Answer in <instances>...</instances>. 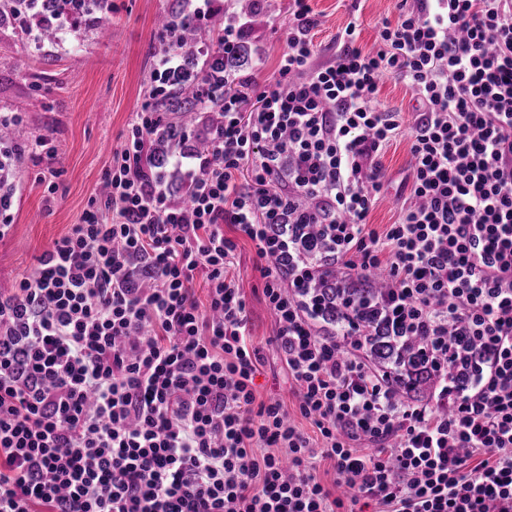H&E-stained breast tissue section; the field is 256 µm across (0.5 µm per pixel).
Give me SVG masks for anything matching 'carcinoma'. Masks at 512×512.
Returning a JSON list of instances; mask_svg holds the SVG:
<instances>
[{
	"label": "carcinoma",
	"instance_id": "carcinoma-1",
	"mask_svg": "<svg viewBox=\"0 0 512 512\" xmlns=\"http://www.w3.org/2000/svg\"><path fill=\"white\" fill-rule=\"evenodd\" d=\"M57 8L53 4L37 3L35 0H13L8 9L0 10V25L17 14L32 17L41 42L52 46L58 38L55 24ZM178 28V39L172 49L177 51L182 68L174 90L162 93L157 108L165 114L162 129L153 144L159 151L170 154L181 144L185 127L195 121L201 112L200 99L196 93L199 76L203 71L197 58L198 48L207 44L212 49L208 70L216 74L227 66L229 58L224 56V43L218 31L197 24L192 18L180 12L179 3H173L168 11L161 14L156 22V32L162 33L169 25ZM362 340L372 359L381 366L390 367L392 382L407 396L424 399L429 395L433 376L421 357L416 340L405 337L404 345L394 343L393 336H364Z\"/></svg>",
	"mask_w": 512,
	"mask_h": 512
}]
</instances>
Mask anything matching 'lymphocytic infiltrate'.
I'll return each instance as SVG.
<instances>
[{"label":"lymphocytic infiltrate","mask_w":512,"mask_h":512,"mask_svg":"<svg viewBox=\"0 0 512 512\" xmlns=\"http://www.w3.org/2000/svg\"><path fill=\"white\" fill-rule=\"evenodd\" d=\"M182 2L236 49L245 16ZM294 5L273 77L201 84L224 122L209 154L170 153L185 195L147 154L168 51L105 194L0 293V512H512V0H414L370 50L349 22L324 64L310 0ZM387 78L416 98L412 122L379 107ZM402 134L409 195L379 231L381 157ZM242 238L291 409L256 398L230 274ZM333 270L379 278L370 321L353 298L342 317L322 308ZM373 332L419 338L426 399L372 364ZM466 346L478 360L457 390Z\"/></svg>","instance_id":"lymphocytic-infiltrate-1"}]
</instances>
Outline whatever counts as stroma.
Here are the masks:
<instances>
[{
    "instance_id": "stroma-1",
    "label": "stroma",
    "mask_w": 512,
    "mask_h": 512,
    "mask_svg": "<svg viewBox=\"0 0 512 512\" xmlns=\"http://www.w3.org/2000/svg\"><path fill=\"white\" fill-rule=\"evenodd\" d=\"M172 0H110L103 23L83 22L78 33L59 45L35 52L34 43L15 25L0 28V115L17 118L15 143L0 147L7 182L14 191L13 224L0 238V292L10 293L56 238L78 223L89 198L99 192L102 175L123 141L133 113L160 55L155 24ZM317 25L319 62L332 59L336 33L350 20L360 24V40L373 46L379 19H397L401 0H311ZM264 18L248 28L247 55L263 54L262 77H271L285 47L292 0H262ZM42 107H34V99ZM49 138L55 150L46 163L31 146ZM392 175L371 211L375 226L394 223L402 198L399 182L410 164L406 138L385 150ZM252 244L240 240L231 270L247 303L252 340L261 356L256 379L258 400L281 399L294 407L288 371L270 345L271 313L264 301Z\"/></svg>"
}]
</instances>
